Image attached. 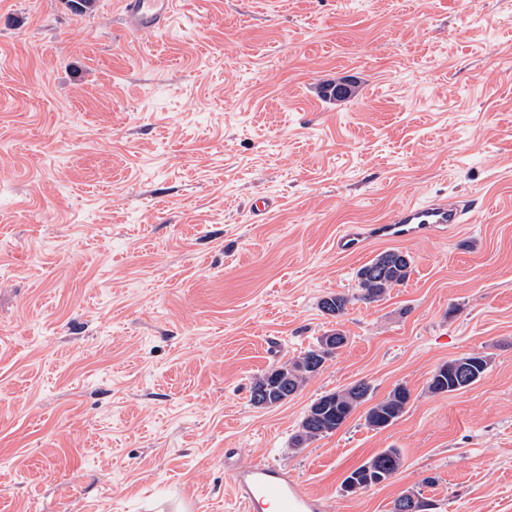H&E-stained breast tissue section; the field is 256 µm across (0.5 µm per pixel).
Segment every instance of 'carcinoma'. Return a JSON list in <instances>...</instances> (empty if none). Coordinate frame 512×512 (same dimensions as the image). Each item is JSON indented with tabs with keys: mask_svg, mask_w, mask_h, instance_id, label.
<instances>
[{
	"mask_svg": "<svg viewBox=\"0 0 512 512\" xmlns=\"http://www.w3.org/2000/svg\"><path fill=\"white\" fill-rule=\"evenodd\" d=\"M412 270L413 259L409 253L401 250L379 253L356 273L359 300L367 303L382 300L391 288L403 284ZM349 304L347 296L336 293L322 298L320 309L324 314L337 319L347 313ZM347 342L348 336L340 329L325 333L302 356L256 377L251 387L250 402L256 407H270L295 396ZM488 365V357L481 353L451 359L434 372L428 383V391L444 394L465 390L484 376ZM411 398L412 393L407 386H396L385 398L367 409L365 423L375 430L393 425L406 412ZM369 400L370 386L364 382L316 398L300 422L292 439L293 446L302 448L335 433L358 406ZM401 466L399 450L386 448L352 470L344 478L341 489L346 494H353L380 484L395 475ZM423 507L424 502L420 498L407 493L394 501L392 512H422Z\"/></svg>",
	"mask_w": 512,
	"mask_h": 512,
	"instance_id": "cac0c4a2",
	"label": "carcinoma"
}]
</instances>
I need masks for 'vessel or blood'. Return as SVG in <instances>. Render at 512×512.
<instances>
[{
    "instance_id": "vessel-or-blood-1",
    "label": "vessel or blood",
    "mask_w": 512,
    "mask_h": 512,
    "mask_svg": "<svg viewBox=\"0 0 512 512\" xmlns=\"http://www.w3.org/2000/svg\"><path fill=\"white\" fill-rule=\"evenodd\" d=\"M131 27L161 29L173 19L178 0H122ZM470 212L455 197L440 195L395 208L380 224L351 228L336 239V249L355 253L373 239L412 241L454 224H466ZM230 484L241 512H322L320 498L279 466L261 461L234 465Z\"/></svg>"
}]
</instances>
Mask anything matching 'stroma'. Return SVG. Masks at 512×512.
<instances>
[{
	"instance_id": "stroma-1",
	"label": "stroma",
	"mask_w": 512,
	"mask_h": 512,
	"mask_svg": "<svg viewBox=\"0 0 512 512\" xmlns=\"http://www.w3.org/2000/svg\"><path fill=\"white\" fill-rule=\"evenodd\" d=\"M435 195L470 223L401 243L409 279L359 300L387 245L339 231ZM334 328L296 396L251 404ZM469 353L478 383L428 392ZM360 381L406 413L292 448ZM228 448L324 512H512V0H182L140 32L121 0H0V512H238ZM387 448L400 470L343 493ZM347 342L348 336L340 329L325 333L302 356L256 377L250 402L256 407H270L295 396ZM488 365V357L481 353H470L448 360L430 378L428 391L444 394L465 390L484 376Z\"/></svg>"
}]
</instances>
